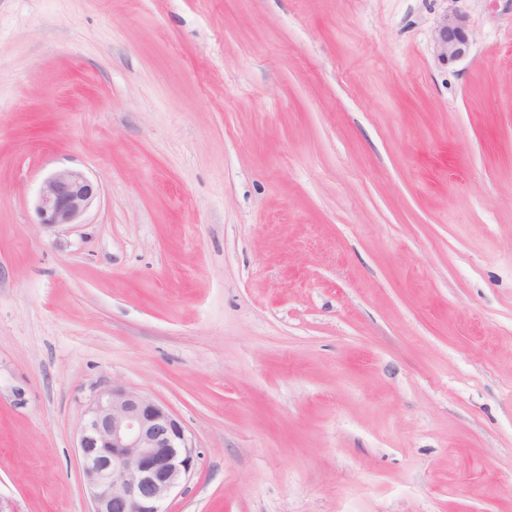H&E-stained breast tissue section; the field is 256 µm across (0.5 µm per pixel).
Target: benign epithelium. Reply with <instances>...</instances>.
Here are the masks:
<instances>
[{"instance_id":"7a95c632","label":"benign epithelium","mask_w":512,"mask_h":512,"mask_svg":"<svg viewBox=\"0 0 512 512\" xmlns=\"http://www.w3.org/2000/svg\"><path fill=\"white\" fill-rule=\"evenodd\" d=\"M466 17L445 13L437 22L438 60L469 55ZM96 198L90 179L59 169L41 182L34 208L47 227L79 223ZM77 453L87 479L91 512H167L165 502L195 470L198 456L181 421L152 397L121 386L100 391L79 430Z\"/></svg>"}]
</instances>
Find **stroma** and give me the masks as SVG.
<instances>
[{
    "label": "stroma",
    "mask_w": 512,
    "mask_h": 512,
    "mask_svg": "<svg viewBox=\"0 0 512 512\" xmlns=\"http://www.w3.org/2000/svg\"><path fill=\"white\" fill-rule=\"evenodd\" d=\"M115 385L169 512H512V0H0V496L90 512ZM473 38L466 17L456 10L447 11L437 22L434 48L438 60L455 63L469 55ZM96 189L81 171L63 168L41 182L34 208L47 227L79 223L96 198ZM76 448L90 512H168L166 500L198 462L191 439L171 411L121 386L94 397Z\"/></svg>",
    "instance_id": "stroma-1"
}]
</instances>
